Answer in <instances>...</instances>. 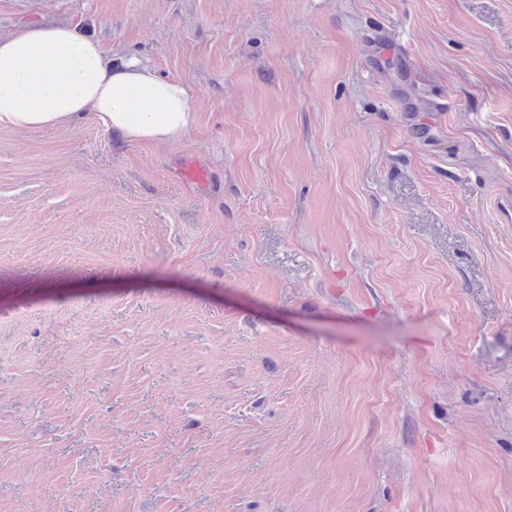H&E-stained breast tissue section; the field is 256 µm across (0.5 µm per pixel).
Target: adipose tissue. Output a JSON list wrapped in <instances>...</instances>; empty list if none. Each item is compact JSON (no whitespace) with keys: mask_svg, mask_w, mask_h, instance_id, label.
Masks as SVG:
<instances>
[{"mask_svg":"<svg viewBox=\"0 0 512 512\" xmlns=\"http://www.w3.org/2000/svg\"><path fill=\"white\" fill-rule=\"evenodd\" d=\"M85 118L133 143L184 137L195 118L186 85L138 59L112 65L101 44L67 24L0 35V128L43 130Z\"/></svg>","mask_w":512,"mask_h":512,"instance_id":"adipose-tissue-1","label":"adipose tissue"}]
</instances>
